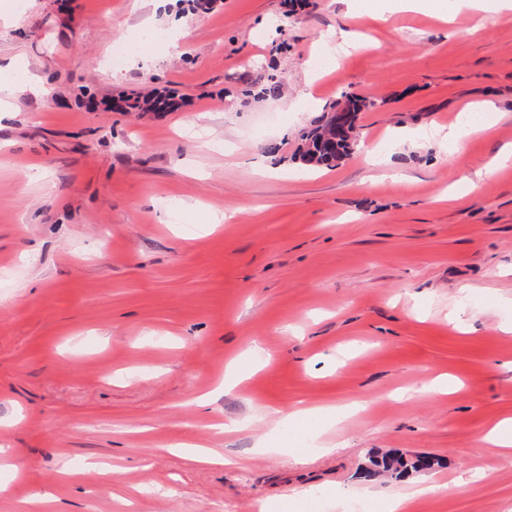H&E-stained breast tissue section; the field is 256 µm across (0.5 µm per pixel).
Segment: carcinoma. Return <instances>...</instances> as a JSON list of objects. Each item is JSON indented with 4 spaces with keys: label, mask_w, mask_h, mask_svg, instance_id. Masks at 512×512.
Returning a JSON list of instances; mask_svg holds the SVG:
<instances>
[{
    "label": "carcinoma",
    "mask_w": 512,
    "mask_h": 512,
    "mask_svg": "<svg viewBox=\"0 0 512 512\" xmlns=\"http://www.w3.org/2000/svg\"><path fill=\"white\" fill-rule=\"evenodd\" d=\"M124 107L139 112H171L177 106L175 94L171 91L152 93L148 97H128L123 100ZM345 106L350 116V133L336 135L332 126L333 112L340 106ZM376 106L375 101L361 95L350 94L344 100L330 107L326 116L317 120L316 124L303 132L302 143L298 153L300 160L310 166L334 167L349 158L357 147L355 130L360 113ZM432 461L418 456L405 459L390 454L371 453L366 463L361 467V474L366 478L388 477L401 479L422 469L429 470Z\"/></svg>",
    "instance_id": "carcinoma-1"
}]
</instances>
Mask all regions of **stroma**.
Wrapping results in <instances>:
<instances>
[{"label":"stroma","mask_w":512,"mask_h":512,"mask_svg":"<svg viewBox=\"0 0 512 512\" xmlns=\"http://www.w3.org/2000/svg\"><path fill=\"white\" fill-rule=\"evenodd\" d=\"M8 6L0 66L21 59L45 91L0 112V512L49 487L39 512H298L346 488L381 505L410 483L361 478L372 450L439 459L447 493L407 512H512V453L476 442L512 417V12ZM336 28L364 49L327 59ZM147 29V64L113 63ZM272 72L283 95L252 98ZM150 86L185 106L115 108ZM345 92L376 103L354 154L306 168L303 129ZM483 102L486 129L448 165L437 129ZM233 358L250 378L217 393ZM438 375L449 394L423 393ZM353 402L338 450H266L265 408ZM207 448L224 464L192 461ZM95 461L109 475L82 479Z\"/></svg>","instance_id":"stroma-1"}]
</instances>
